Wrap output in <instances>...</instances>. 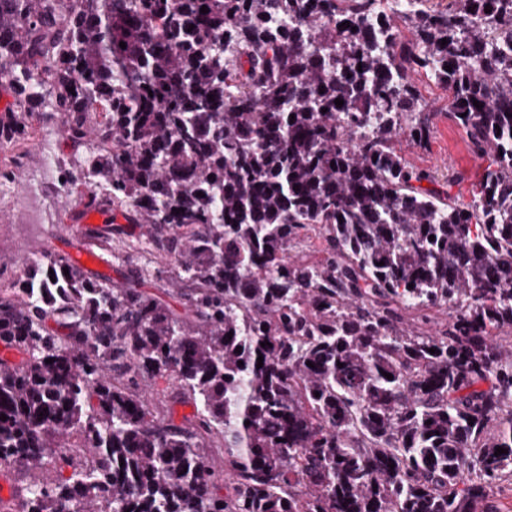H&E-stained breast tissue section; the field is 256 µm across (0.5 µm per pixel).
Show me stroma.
Listing matches in <instances>:
<instances>
[{
    "instance_id": "stroma-1",
    "label": "stroma",
    "mask_w": 512,
    "mask_h": 512,
    "mask_svg": "<svg viewBox=\"0 0 512 512\" xmlns=\"http://www.w3.org/2000/svg\"><path fill=\"white\" fill-rule=\"evenodd\" d=\"M415 82L435 112L433 132L423 147L400 141L401 153L411 165L435 172L438 180H450L449 191L459 202H471L483 166L471 153L464 130L447 116V91L421 75L416 76ZM59 129V121L52 113H35L28 138L15 147L0 149V170L11 171L13 190L22 193L35 184L43 190L41 223H26L23 214L0 205V280L15 279L24 257L35 255L42 248L72 255L93 245L91 239L82 235L80 225L70 218L76 210L75 205L64 203L56 195L59 177L75 169L70 148H56L53 179L46 180L41 175L40 143L55 137ZM132 264L148 269L149 287H167L168 267L144 250L133 235L113 241L111 250L100 252L99 260L92 268L112 276Z\"/></svg>"
}]
</instances>
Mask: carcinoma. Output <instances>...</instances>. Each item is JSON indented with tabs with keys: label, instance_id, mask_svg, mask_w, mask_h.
Here are the masks:
<instances>
[{
	"label": "carcinoma",
	"instance_id": "1",
	"mask_svg": "<svg viewBox=\"0 0 512 512\" xmlns=\"http://www.w3.org/2000/svg\"><path fill=\"white\" fill-rule=\"evenodd\" d=\"M3 72L0 143L49 105L93 143L59 193L172 276L43 251L0 288V512H480L512 475V0H0ZM419 72L488 161L468 204L396 148Z\"/></svg>",
	"mask_w": 512,
	"mask_h": 512
}]
</instances>
